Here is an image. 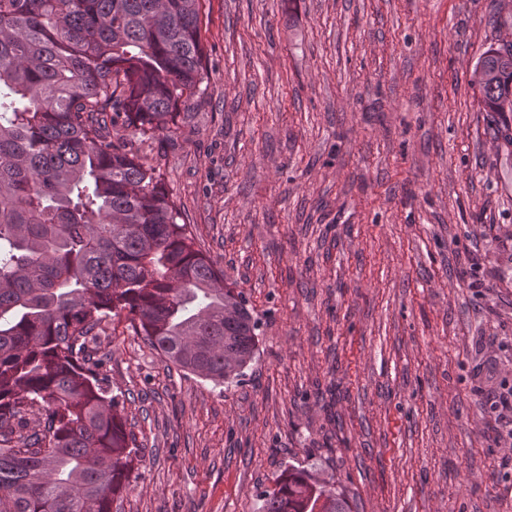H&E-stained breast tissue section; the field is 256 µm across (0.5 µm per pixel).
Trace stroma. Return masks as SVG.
Masks as SVG:
<instances>
[{"label":"stroma","mask_w":512,"mask_h":512,"mask_svg":"<svg viewBox=\"0 0 512 512\" xmlns=\"http://www.w3.org/2000/svg\"><path fill=\"white\" fill-rule=\"evenodd\" d=\"M207 90L133 140L259 322L239 382L108 319L139 450L112 512H512V128L471 83L512 0H203ZM307 470L288 468L275 480V487L261 495L260 512H349L343 496L324 489ZM323 499L320 510H316Z\"/></svg>","instance_id":"1"}]
</instances>
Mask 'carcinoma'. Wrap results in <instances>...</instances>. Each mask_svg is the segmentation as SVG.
I'll list each match as a JSON object with an SVG mask.
<instances>
[{
	"label": "carcinoma",
	"mask_w": 512,
	"mask_h": 512,
	"mask_svg": "<svg viewBox=\"0 0 512 512\" xmlns=\"http://www.w3.org/2000/svg\"><path fill=\"white\" fill-rule=\"evenodd\" d=\"M201 0H0V512H112L138 449L100 376L103 323L126 314L184 371L222 384L259 322L195 248L131 141L202 92ZM475 70L485 112L512 102V47ZM38 425L31 426L32 421ZM260 512H349L288 468Z\"/></svg>",
	"instance_id": "cac0c4a2"
}]
</instances>
